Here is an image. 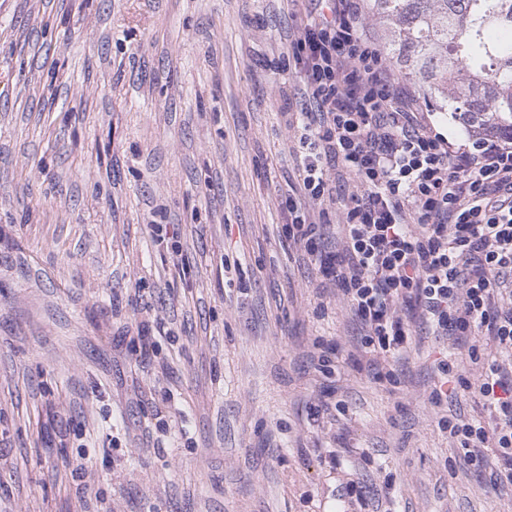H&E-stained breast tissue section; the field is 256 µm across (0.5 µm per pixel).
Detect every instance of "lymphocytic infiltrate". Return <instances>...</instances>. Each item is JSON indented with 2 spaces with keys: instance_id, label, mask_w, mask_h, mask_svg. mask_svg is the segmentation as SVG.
<instances>
[{
  "instance_id": "lymphocytic-infiltrate-1",
  "label": "lymphocytic infiltrate",
  "mask_w": 512,
  "mask_h": 512,
  "mask_svg": "<svg viewBox=\"0 0 512 512\" xmlns=\"http://www.w3.org/2000/svg\"><path fill=\"white\" fill-rule=\"evenodd\" d=\"M309 2L287 56L314 107L282 103L298 141L282 232L337 288L371 367L400 359L420 328L469 339L465 357L437 362L427 401L443 406L452 385L478 398L488 419L438 425L512 486V135L449 140L395 87L359 0ZM335 167L354 189L334 229L314 212L337 203Z\"/></svg>"
}]
</instances>
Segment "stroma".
<instances>
[{
	"instance_id": "35a3bbf8",
	"label": "stroma",
	"mask_w": 512,
	"mask_h": 512,
	"mask_svg": "<svg viewBox=\"0 0 512 512\" xmlns=\"http://www.w3.org/2000/svg\"><path fill=\"white\" fill-rule=\"evenodd\" d=\"M305 20L0 0V512H512L438 426L473 397L425 399L439 343L373 378L281 235Z\"/></svg>"
}]
</instances>
